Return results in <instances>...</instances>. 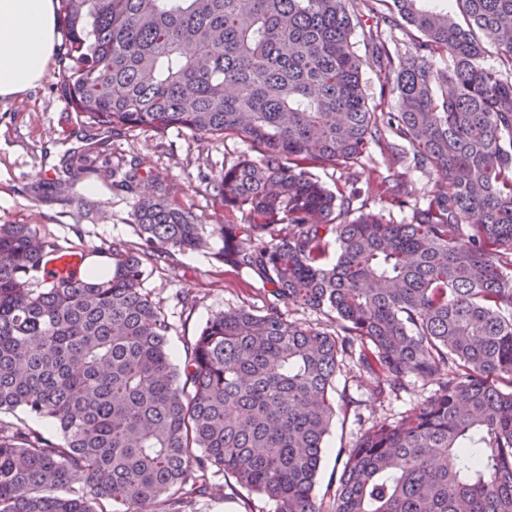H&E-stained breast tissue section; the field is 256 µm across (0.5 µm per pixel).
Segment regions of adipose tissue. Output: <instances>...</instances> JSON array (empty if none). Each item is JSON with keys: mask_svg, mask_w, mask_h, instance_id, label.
<instances>
[{"mask_svg": "<svg viewBox=\"0 0 512 512\" xmlns=\"http://www.w3.org/2000/svg\"><path fill=\"white\" fill-rule=\"evenodd\" d=\"M57 0H0V100L45 79L58 50Z\"/></svg>", "mask_w": 512, "mask_h": 512, "instance_id": "ef3b65f1", "label": "adipose tissue"}]
</instances>
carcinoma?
Returning <instances> with one entry per match:
<instances>
[{
    "instance_id": "carcinoma-1",
    "label": "carcinoma",
    "mask_w": 512,
    "mask_h": 512,
    "mask_svg": "<svg viewBox=\"0 0 512 512\" xmlns=\"http://www.w3.org/2000/svg\"><path fill=\"white\" fill-rule=\"evenodd\" d=\"M452 2L460 22L429 0H58L56 89L79 125L234 136L256 157L205 176L240 224L199 223L136 164L112 179L137 197L140 243L94 250L101 270L46 281L50 261L85 250L0 224V512H184L218 473L280 512H322L347 362L379 401L409 377L438 389L360 436L327 512H512V389L496 384L512 379V0ZM397 27L419 36L394 56ZM358 28L394 106L369 102ZM487 43L497 69L480 64ZM372 144L388 172L378 212L354 178ZM406 160L434 190L417 195ZM35 189L69 200L66 181ZM213 237L267 286L265 305L213 315L178 366L146 270ZM290 305L330 327L289 320Z\"/></svg>"
}]
</instances>
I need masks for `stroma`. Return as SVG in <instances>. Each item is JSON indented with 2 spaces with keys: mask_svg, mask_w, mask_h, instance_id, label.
Returning <instances> with one entry per match:
<instances>
[{
  "mask_svg": "<svg viewBox=\"0 0 512 512\" xmlns=\"http://www.w3.org/2000/svg\"><path fill=\"white\" fill-rule=\"evenodd\" d=\"M61 78L59 62H52L48 76L22 98L0 101V224H33L59 241L91 249L109 244L131 246L139 241L134 200L112 186L111 172H122L130 163L163 176L179 188L180 202L191 207L203 224H238L241 212L225 209L201 182L199 173L208 164L230 165L250 154L249 144L237 138L206 139L187 131L162 135L99 132L96 144L78 134L76 122L67 121L69 110L55 85ZM90 155L102 169L101 177L79 180L67 204L39 200L31 185L37 174L58 176L60 158ZM223 243L212 239L205 250L176 253L152 270L144 287L161 306L172 326L170 349L174 360L184 357V342L196 336L216 313L237 308H258L264 293L260 280L234 270L220 260ZM338 390L358 400L356 415L337 417L326 440L315 494L327 503L333 490L342 450L379 420L395 421L431 396L436 385L409 378L406 391L378 402L371 398L358 372L345 366L337 378ZM198 512H278L276 502L247 494L232 481L216 476Z\"/></svg>",
  "mask_w": 512,
  "mask_h": 512,
  "instance_id": "35a3bbf8",
  "label": "stroma"
}]
</instances>
